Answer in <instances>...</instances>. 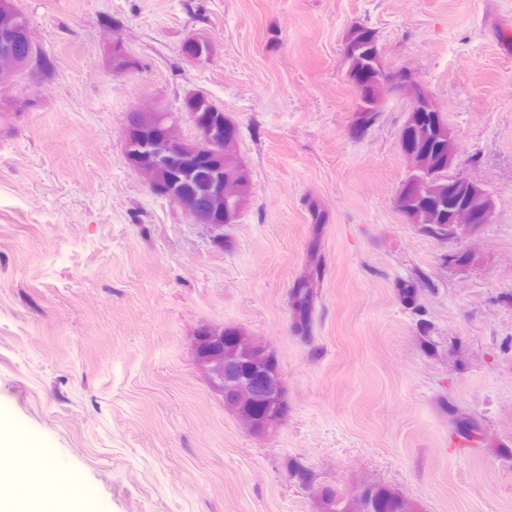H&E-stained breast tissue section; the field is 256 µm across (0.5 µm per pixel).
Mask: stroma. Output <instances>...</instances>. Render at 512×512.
<instances>
[{"instance_id":"1","label":"stroma","mask_w":512,"mask_h":512,"mask_svg":"<svg viewBox=\"0 0 512 512\" xmlns=\"http://www.w3.org/2000/svg\"><path fill=\"white\" fill-rule=\"evenodd\" d=\"M18 5L37 57L0 91V512L46 453L74 479L26 512H319L322 487L365 483L419 512H512V0ZM358 25L440 103L493 223L396 208L406 102L359 129L343 55ZM195 33L207 63L182 54ZM191 90L237 124L252 175L220 238L124 156L128 112ZM206 325L273 350L288 395L274 435L248 432L194 363ZM291 304L295 314V331L305 333L308 330L314 306V292L310 281H301L293 288Z\"/></svg>"}]
</instances>
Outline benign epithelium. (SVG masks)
<instances>
[{
    "label": "benign epithelium",
    "instance_id": "obj_1",
    "mask_svg": "<svg viewBox=\"0 0 512 512\" xmlns=\"http://www.w3.org/2000/svg\"><path fill=\"white\" fill-rule=\"evenodd\" d=\"M30 38L29 32L19 33L13 11L0 10V85L8 83L14 74L28 64V59L10 48L11 39ZM185 57L195 62L209 59L212 42L205 36H190L183 44ZM371 104L382 107L388 100L406 97L410 107L422 106L433 112L441 111L431 92L405 69H387L370 89ZM160 112L152 108H134L143 139L133 153L126 155L129 164L139 173L150 191L177 204L194 222L224 231L244 199L234 178L224 175V157L234 152L238 140L236 125L224 126L208 115L192 112L188 115L169 113L163 122ZM188 119L195 135L186 139L180 134L182 119ZM441 138L447 145L433 152L402 146L409 161L408 175L396 196L395 205L413 224H432L435 215L448 205L451 226L490 224L496 204L493 197L479 184L461 173H450L458 154V144L451 131L443 128ZM206 161L210 176L197 182L192 190L184 184L193 181L190 168L184 167L177 177L164 185L159 183L160 171L175 168L179 161ZM241 344L255 353L250 364L239 367L237 355L224 356V327L205 326L197 331L192 344L196 365L206 376L211 388L224 398V405L253 433L271 435L286 420L288 413L275 418L257 415V404L274 406L286 402L284 382L280 373L273 372L268 360L273 353L262 342L241 336Z\"/></svg>",
    "mask_w": 512,
    "mask_h": 512
}]
</instances>
